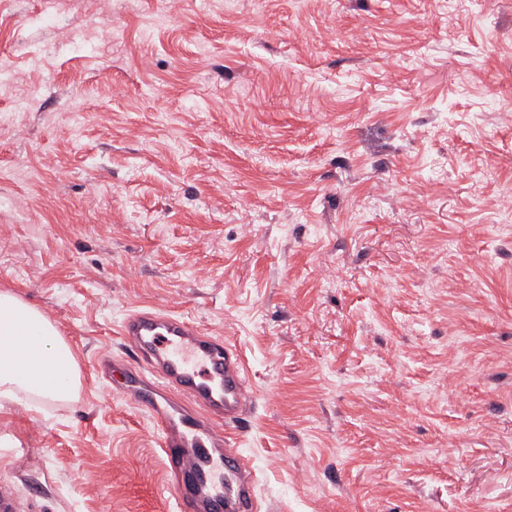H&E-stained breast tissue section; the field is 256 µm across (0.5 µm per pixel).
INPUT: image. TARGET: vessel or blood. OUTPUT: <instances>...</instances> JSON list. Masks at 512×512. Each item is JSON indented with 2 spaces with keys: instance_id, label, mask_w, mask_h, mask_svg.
Returning a JSON list of instances; mask_svg holds the SVG:
<instances>
[{
  "instance_id": "b4317fda",
  "label": "vessel or blood",
  "mask_w": 512,
  "mask_h": 512,
  "mask_svg": "<svg viewBox=\"0 0 512 512\" xmlns=\"http://www.w3.org/2000/svg\"><path fill=\"white\" fill-rule=\"evenodd\" d=\"M120 334L138 354L122 394L161 435L176 512H257L255 474L225 433L253 403L237 348L156 310L129 314Z\"/></svg>"
}]
</instances>
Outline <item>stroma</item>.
Instances as JSON below:
<instances>
[{"mask_svg": "<svg viewBox=\"0 0 512 512\" xmlns=\"http://www.w3.org/2000/svg\"><path fill=\"white\" fill-rule=\"evenodd\" d=\"M512 0H0V289L82 390L0 402L29 512H175L98 374L153 307L242 354L281 512H512Z\"/></svg>", "mask_w": 512, "mask_h": 512, "instance_id": "stroma-1", "label": "stroma"}]
</instances>
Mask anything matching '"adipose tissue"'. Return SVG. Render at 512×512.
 I'll use <instances>...</instances> for the list:
<instances>
[{
	"mask_svg": "<svg viewBox=\"0 0 512 512\" xmlns=\"http://www.w3.org/2000/svg\"><path fill=\"white\" fill-rule=\"evenodd\" d=\"M82 387L72 345L18 292L0 290V400L37 409L70 402Z\"/></svg>",
	"mask_w": 512,
	"mask_h": 512,
	"instance_id": "obj_1",
	"label": "adipose tissue"
}]
</instances>
